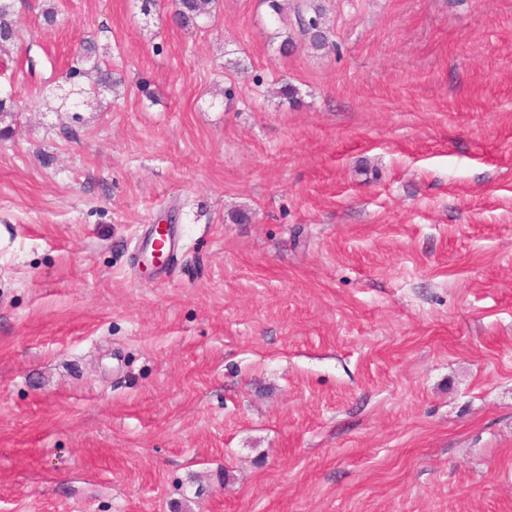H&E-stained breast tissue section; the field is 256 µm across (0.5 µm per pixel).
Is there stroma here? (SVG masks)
Wrapping results in <instances>:
<instances>
[{
    "mask_svg": "<svg viewBox=\"0 0 512 512\" xmlns=\"http://www.w3.org/2000/svg\"><path fill=\"white\" fill-rule=\"evenodd\" d=\"M318 2L17 0L0 512H512V0ZM176 10L173 21L183 27H195L199 22L211 17L213 0H176ZM294 2L292 9L299 36L317 52L329 48L332 43H329V28L326 24V13L323 6L313 3L314 0H296ZM96 46L89 44L80 56V62L90 65L87 74H90L92 83L90 88L74 84V88L69 90L68 95L84 96L95 95L99 88H117L122 84V79L113 75L112 69H103L95 59ZM180 240L176 224H149L138 239V259L150 264L155 273L163 274L177 254Z\"/></svg>",
    "mask_w": 512,
    "mask_h": 512,
    "instance_id": "35a3bbf8",
    "label": "stroma"
}]
</instances>
